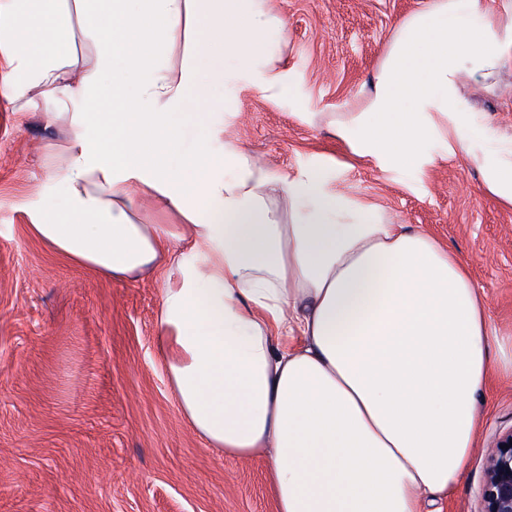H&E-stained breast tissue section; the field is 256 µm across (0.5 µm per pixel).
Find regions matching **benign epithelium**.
<instances>
[{
  "label": "benign epithelium",
  "instance_id": "obj_1",
  "mask_svg": "<svg viewBox=\"0 0 512 512\" xmlns=\"http://www.w3.org/2000/svg\"><path fill=\"white\" fill-rule=\"evenodd\" d=\"M482 512H512V428L500 433L486 457Z\"/></svg>",
  "mask_w": 512,
  "mask_h": 512
}]
</instances>
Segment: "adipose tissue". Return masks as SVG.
<instances>
[{"label": "adipose tissue", "mask_w": 512, "mask_h": 512, "mask_svg": "<svg viewBox=\"0 0 512 512\" xmlns=\"http://www.w3.org/2000/svg\"><path fill=\"white\" fill-rule=\"evenodd\" d=\"M287 22L270 0H0V98L60 104L43 171L62 189L32 231L102 274L169 271L158 345L180 411L211 448L269 455L277 512H426L459 482L492 366L512 373L457 254L239 145L224 166L180 115L232 61L278 98ZM512 70V0H429L398 22L369 102L334 124L383 172L440 143L512 207V143L477 146L463 79ZM177 224H138L144 200ZM191 240L193 257L176 256ZM501 347L492 362V347Z\"/></svg>", "instance_id": "adipose-tissue-1"}]
</instances>
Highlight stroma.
Listing matches in <instances>:
<instances>
[{"label": "stroma", "mask_w": 512, "mask_h": 512, "mask_svg": "<svg viewBox=\"0 0 512 512\" xmlns=\"http://www.w3.org/2000/svg\"><path fill=\"white\" fill-rule=\"evenodd\" d=\"M425 0H273L288 20L285 90L272 100L228 78L189 100V147L231 140L274 171L322 168L329 187L423 230L461 256L498 333H512V208L482 190L462 155L379 171L336 137V113L363 105L396 23ZM481 144L512 139V71L465 82ZM55 106L15 112L0 99V512H276L265 457L206 447L182 416L157 350L166 272L112 279L55 254L31 230L62 203L44 181L47 144H62ZM207 140V139H206ZM476 446L437 512H482L485 456L512 428V376L492 370Z\"/></svg>", "instance_id": "1"}]
</instances>
